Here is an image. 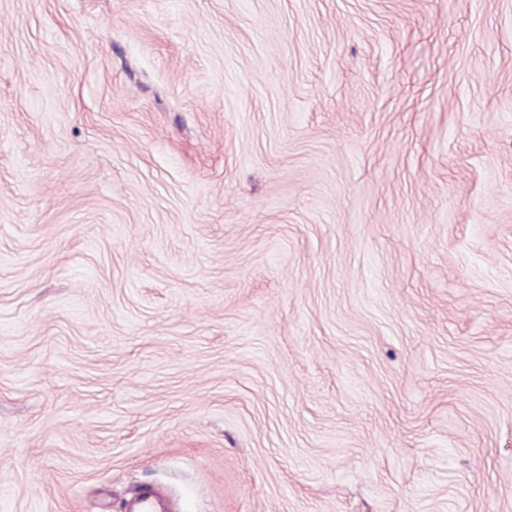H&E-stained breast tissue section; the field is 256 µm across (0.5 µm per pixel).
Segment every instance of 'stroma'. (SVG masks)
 Wrapping results in <instances>:
<instances>
[{"instance_id":"obj_1","label":"stroma","mask_w":512,"mask_h":512,"mask_svg":"<svg viewBox=\"0 0 512 512\" xmlns=\"http://www.w3.org/2000/svg\"><path fill=\"white\" fill-rule=\"evenodd\" d=\"M512 512V0H0V512ZM125 512H173L167 499L151 488L143 489L128 505Z\"/></svg>"}]
</instances>
